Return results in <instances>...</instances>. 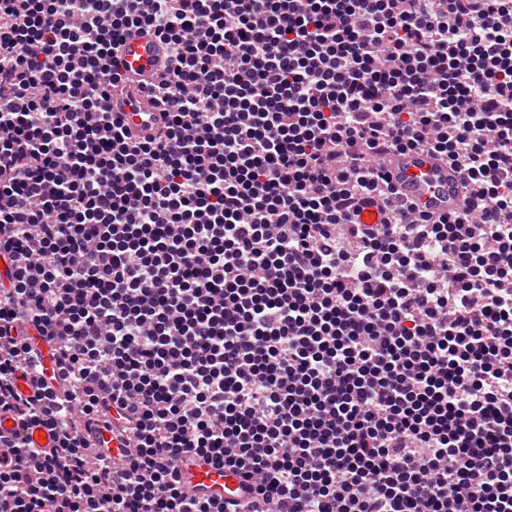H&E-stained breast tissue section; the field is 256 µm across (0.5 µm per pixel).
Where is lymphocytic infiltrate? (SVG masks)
Listing matches in <instances>:
<instances>
[{"label":"lymphocytic infiltrate","mask_w":512,"mask_h":512,"mask_svg":"<svg viewBox=\"0 0 512 512\" xmlns=\"http://www.w3.org/2000/svg\"><path fill=\"white\" fill-rule=\"evenodd\" d=\"M134 27L172 53L144 141ZM413 150L459 210L396 196ZM0 256V512H233L191 454L247 512H512V0H0ZM108 104L133 136L148 138L163 123L162 114L148 98L138 92L136 85L129 87V83H119L112 86L108 93ZM388 171L399 196L421 210L439 215L460 205V174L435 154L423 151L397 154ZM89 441L92 449L102 455L109 456L112 462L122 460L127 453L124 437L118 433L102 430L91 434ZM186 486L193 495H211L218 499H247L243 480L235 473L225 471L199 456L178 462Z\"/></svg>","instance_id":"1"}]
</instances>
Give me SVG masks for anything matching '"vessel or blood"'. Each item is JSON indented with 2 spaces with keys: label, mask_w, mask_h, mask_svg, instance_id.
Instances as JSON below:
<instances>
[{
  "label": "vessel or blood",
  "mask_w": 512,
  "mask_h": 512,
  "mask_svg": "<svg viewBox=\"0 0 512 512\" xmlns=\"http://www.w3.org/2000/svg\"><path fill=\"white\" fill-rule=\"evenodd\" d=\"M119 57L126 80L110 88L109 107L133 136H151L161 126L163 117L150 100L139 93L135 82L151 79L164 69L169 59L168 47L152 30L134 28L125 34ZM388 171L400 197L421 210L439 215L455 210L460 204V174L435 154L423 151L397 154ZM90 446L115 461L122 460L127 453L123 436L106 430L91 434ZM178 467L191 494L236 501L247 496L239 476L202 457L179 461Z\"/></svg>",
  "instance_id": "b4317fda"
}]
</instances>
